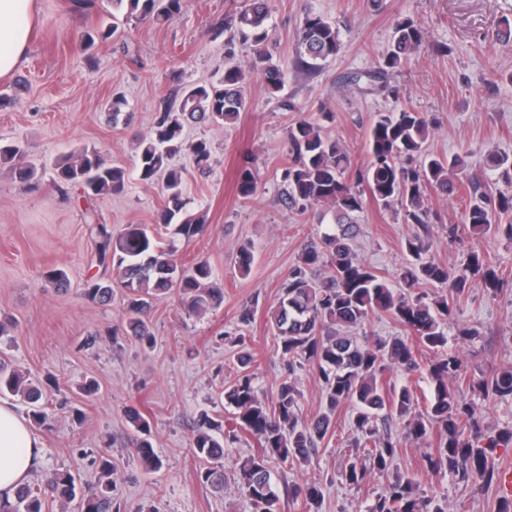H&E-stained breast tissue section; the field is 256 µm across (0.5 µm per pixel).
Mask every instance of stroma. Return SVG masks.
<instances>
[{
	"label": "stroma",
	"mask_w": 512,
	"mask_h": 512,
	"mask_svg": "<svg viewBox=\"0 0 512 512\" xmlns=\"http://www.w3.org/2000/svg\"><path fill=\"white\" fill-rule=\"evenodd\" d=\"M243 4L184 0L181 13L167 23L124 22L107 43L89 48L80 36L111 20L110 0H92L88 8L75 0H39L33 42L14 74L0 80V143L19 144L24 164L36 169L29 188L0 167V320L8 324L0 334V358L44 391L48 420L36 429L44 445L37 471L68 469L94 484L101 475L98 455L109 452L115 464L113 497L148 512H251L235 476L238 461L255 451V441L245 436L225 448L220 492L198 481V461L189 445L201 411L226 413L220 390L235 376V350L224 335L239 329L243 305H257L244 331L260 355L254 372L259 397L271 398L289 376L300 392V420L325 409L318 375L307 367L288 374L268 328L267 310L276 305L302 240L319 229L317 213L298 215L284 195L286 129L294 119L321 121L324 133L349 152L354 174L369 163L366 139L376 115L400 106L431 119V152L467 155L475 169L486 154L512 156V46L496 43L501 21L512 20V0H385L378 12L368 0H271L266 49L284 79L275 97L253 68L250 45L222 27ZM309 12L334 23L341 40L339 53L314 70L297 56V30ZM406 17L426 30L428 44L393 73L391 90L347 86L350 73L376 67L395 22ZM228 66L249 75L247 109L224 127L186 125L188 139L211 145L209 172L195 170L189 155L173 160L186 171L184 192L191 209L208 214L203 238L176 241L178 255L208 260L224 303L199 318L187 315L174 297L155 298L156 343L145 348L112 334L123 322L121 292H114L107 306L84 294L90 278L109 281L113 275L95 262L83 215L94 209L100 223L118 230L153 223L160 186L134 178L123 193L88 200L78 189H57L54 164L73 149L89 146L112 165L133 169L135 141L150 135L167 98L184 86L208 83ZM116 94L126 97L128 107L114 123L104 104ZM248 159L258 172V190L245 201L237 195L235 180ZM428 206L437 262L456 268L476 250L512 269V245L500 236L470 233L449 242V225L462 220L453 197L431 192ZM414 230L394 211L369 200L358 215L353 248L361 261L395 282L407 262L403 242ZM248 242L255 261L243 275L236 257ZM57 268L67 273V289H57L46 278ZM469 327L482 333L476 342L458 337ZM447 332L472 377L512 370V291L493 296L474 281ZM132 404L149 420L154 449L163 461L150 477L139 467L134 430L124 416ZM80 410L87 415L82 424L76 419ZM352 419V407L337 409L333 434L308 465H273L279 512H303L288 489L307 479L322 485L319 512H365L388 484L386 474L372 475L359 486L342 478L355 435ZM427 448L423 440L401 443L400 471L414 475L422 490L447 495L448 512H495L498 486L477 492L453 473L428 471Z\"/></svg>",
	"instance_id": "1"
}]
</instances>
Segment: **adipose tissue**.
Returning a JSON list of instances; mask_svg holds the SVG:
<instances>
[{
    "label": "adipose tissue",
    "mask_w": 512,
    "mask_h": 512,
    "mask_svg": "<svg viewBox=\"0 0 512 512\" xmlns=\"http://www.w3.org/2000/svg\"><path fill=\"white\" fill-rule=\"evenodd\" d=\"M35 9V0H0V80L17 69L31 44ZM41 454V439L26 417L0 403V497L29 481Z\"/></svg>",
    "instance_id": "obj_1"
}]
</instances>
